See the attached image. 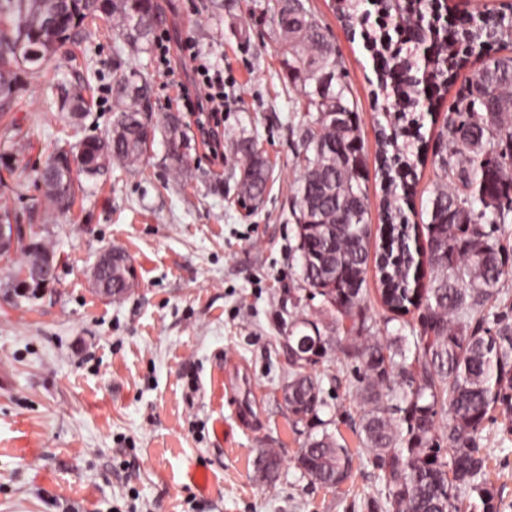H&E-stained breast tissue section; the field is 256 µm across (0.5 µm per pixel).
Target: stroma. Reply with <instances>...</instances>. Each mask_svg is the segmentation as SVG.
<instances>
[{"label":"stroma","instance_id":"35a3bbf8","mask_svg":"<svg viewBox=\"0 0 512 512\" xmlns=\"http://www.w3.org/2000/svg\"><path fill=\"white\" fill-rule=\"evenodd\" d=\"M156 37L192 40L224 71L217 129L223 157L167 87L157 49L136 54L103 20L83 41L65 43L34 72L21 74L0 111V223L45 237L57 257L53 281L24 295L0 293V512H363L382 485L359 438L358 372L341 350L312 365L326 405L322 426L292 424L281 399L288 380L283 335L293 317L316 319L314 302L293 308L300 284L297 229L288 191L300 174V131L311 117L283 77L268 0H156ZM326 27L359 113L368 180V220L385 223L378 171L385 113L401 106L382 86L368 40L391 30L418 69L426 62L396 33L386 0H364L365 21L346 32L339 0H308ZM484 55L455 68L432 108L415 110L428 150H438L448 108L465 92ZM147 75L155 121L181 113L187 125L186 176L174 177L163 136L138 168L119 165L61 210L50 205L39 172L57 150L112 127L114 78ZM90 87L80 127L63 109L65 92ZM269 163L260 203L242 201V140ZM444 173L417 166L403 205L425 247L430 199ZM125 250L137 283L122 300L96 293L102 252ZM367 324L379 339L412 337L415 314L388 310L368 273ZM487 424L488 486L498 512H512V435ZM335 433L352 454V476L338 489L311 482L297 464L310 434ZM278 453L274 481L256 471L261 450Z\"/></svg>","mask_w":512,"mask_h":512}]
</instances>
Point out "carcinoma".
<instances>
[{"mask_svg":"<svg viewBox=\"0 0 512 512\" xmlns=\"http://www.w3.org/2000/svg\"><path fill=\"white\" fill-rule=\"evenodd\" d=\"M271 2L285 78L306 111L315 113L301 134V174L293 188L303 286L312 290L310 299L322 298L319 316H360L372 265L385 307L404 315L418 311L413 357L406 355L403 336L385 342L354 336L343 350L363 371L360 440L384 486V498L368 500L367 512H497L480 433L495 414L512 423V292L503 287L512 272V250L499 238L512 223V56L487 60L448 117L445 153L437 160L448 181L434 188L426 224V250L436 275L424 283L418 275L421 251L410 247L412 226L389 198L380 250L372 253L358 113L325 26L303 0ZM394 2L418 26L434 9L433 0ZM99 16L112 21L115 38L135 52L148 49L159 19L155 0H0V20L15 26L11 33L0 32V97L14 92L20 72L35 70L25 54L13 51L19 38L45 59L64 43L85 38L86 21ZM486 39V30L464 28L456 38V64ZM380 57L399 83L416 86L410 61ZM447 64L442 39L433 87L448 81ZM115 86L111 130L57 152L40 173L47 199L57 208L74 203L82 190L79 176L97 178L114 164L138 167L158 130L167 159L182 172L188 136L180 116L170 112L161 124L153 122L146 109L150 83L141 73H122ZM65 102L67 118L79 119L88 105L85 89L69 92ZM380 145L387 192L399 187L409 196L407 177L426 160L424 142L401 144L383 130ZM242 150L239 193L257 201L267 187L266 161L252 143ZM17 250L28 266L36 254L52 253L44 238L30 246L20 241ZM111 253L113 263L100 271L99 288L120 299L135 287L136 272L124 250L114 247ZM301 324L319 337L320 347L299 356L288 351L285 406L295 423L307 425L325 406L320 381L308 366L326 357L333 343L321 335L320 321L295 320L288 324L292 348ZM442 414L448 416L447 458L438 439ZM297 462L311 481L327 488L351 478L349 449L326 430L306 442ZM279 467V457L269 452L256 462L268 479Z\"/></svg>","mask_w":512,"mask_h":512,"instance_id":"1","label":"carcinoma"}]
</instances>
